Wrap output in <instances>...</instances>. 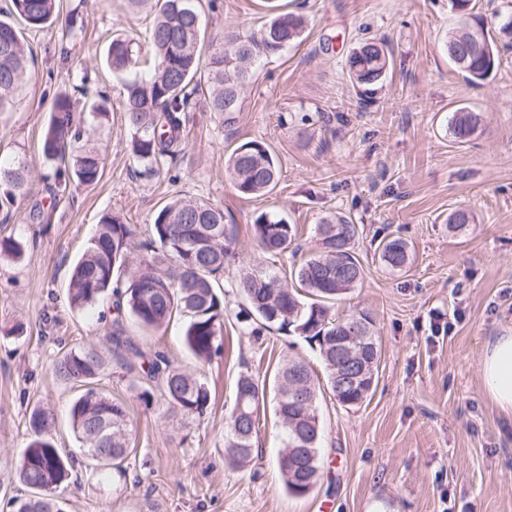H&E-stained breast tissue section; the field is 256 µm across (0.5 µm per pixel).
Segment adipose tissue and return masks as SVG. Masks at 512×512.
<instances>
[{
	"label": "adipose tissue",
	"mask_w": 512,
	"mask_h": 512,
	"mask_svg": "<svg viewBox=\"0 0 512 512\" xmlns=\"http://www.w3.org/2000/svg\"><path fill=\"white\" fill-rule=\"evenodd\" d=\"M483 388L503 416L512 419V331L494 337L480 363Z\"/></svg>",
	"instance_id": "obj_1"
}]
</instances>
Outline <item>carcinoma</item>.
<instances>
[{"instance_id": "cac0c4a2", "label": "carcinoma", "mask_w": 512, "mask_h": 512, "mask_svg": "<svg viewBox=\"0 0 512 512\" xmlns=\"http://www.w3.org/2000/svg\"><path fill=\"white\" fill-rule=\"evenodd\" d=\"M132 9L146 4L154 20L145 41L153 61V72L135 71L134 40L117 36L110 42L104 61L113 74L123 77L124 122L132 135V153L147 173L157 174L163 162L177 154L186 131V112L195 96H204L209 111L219 117L240 111L243 87L257 61L281 54L297 41L305 19L293 12L271 7V16L256 32L226 31L219 47L202 58L198 46L203 17L193 0L192 13L183 12L179 0H128ZM458 17L448 31L447 50L465 47L466 64L457 67L469 86L481 85L500 64L498 42L512 44V16L488 23L472 13L471 0H450ZM57 0H9L0 12V113L13 108L22 87L27 61L18 25L39 31L57 19ZM390 51L383 41L366 40L346 59L349 77L361 94L382 83L389 67ZM480 115L462 106L452 117L453 132L460 141L473 135ZM82 130L70 98L56 97L42 141V155L56 164L58 188L66 191L69 181L61 164L68 148L80 140ZM226 173L236 190L247 196H263L278 181L276 159L265 143H238L226 159ZM75 175L82 184L98 181L100 154L85 149L76 156ZM24 167L0 169V201L8 204L26 193ZM475 223L464 208L448 217L449 228L463 230ZM359 225L345 216L316 225V251L302 254L297 229L285 219L260 214L253 224V241L260 252L272 257L291 254V281L280 276L275 264L242 270L230 284L248 307L237 317L250 336L276 329L302 338L315 348L324 365V380L314 377L303 360L288 359L273 377L275 413L283 440L279 458L281 479L293 496L303 497L321 479V422L317 399L322 389L335 393L336 338L347 335L354 321L364 332L352 337L353 346L373 351L379 345L374 319L358 311L342 319L332 315L337 296L356 288L363 267L355 252ZM234 241L225 223L224 210L203 200L171 199L153 215L149 241L139 243L136 231L120 217L105 214L87 250L73 265L68 284L70 306L92 307L112 299V330L107 332L109 355L92 344L63 352L53 365L56 378L74 383L81 393L70 408L77 439L98 466L122 469L130 454L131 430L125 407L112 399L102 381L109 365L138 388V398L150 406L154 388H162L167 404L185 415H202L210 406L211 393L194 374L176 367L161 352L147 354L126 336L125 321L140 328L158 330L172 318L189 314L183 333L186 348L201 362L209 363L222 350L224 295L218 284L224 261ZM379 259L393 272L405 271L412 261L408 242L388 234L377 245ZM266 381L255 374L240 373L234 405L225 420L224 447L230 465L241 469L251 462L260 413L266 410ZM54 418L43 408L29 418L32 438L16 462V474L31 496L13 504L14 512H65L58 491L69 477L71 464L51 441ZM92 448L112 449V459H100Z\"/></svg>"}]
</instances>
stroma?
Returning a JSON list of instances; mask_svg holds the SVG:
<instances>
[{
	"mask_svg": "<svg viewBox=\"0 0 512 512\" xmlns=\"http://www.w3.org/2000/svg\"><path fill=\"white\" fill-rule=\"evenodd\" d=\"M287 3L307 19L301 42L253 67L231 121L196 97L180 152L152 177L131 154L122 80L102 63L114 36L144 39L150 11H129L125 0H60L61 15L79 16L81 27L22 31L25 84L0 114V165L28 172L26 196L0 207V238L23 247L20 257L0 256V507L30 495L14 466L39 405L55 417L57 448L73 458L67 512H512V422L488 399L479 372L486 342L512 329V46L501 49L484 85L472 87L448 58L456 23L448 0ZM266 13V0H218L204 12L205 37L256 30ZM367 38L388 42L391 56L386 79L363 99L345 63ZM61 92L78 113L106 100L108 115L82 139L103 159L99 180L72 182L57 197L40 140ZM461 106L483 116L463 143L449 129ZM247 140L264 142L278 160L279 182L259 198L240 194L225 173L228 148ZM173 197L223 207L236 237L228 279L263 260L253 245L260 213L297 225L308 251L324 219L343 215L361 227L363 280L332 312L374 318L377 386L351 410L320 394L322 478L307 496L282 485L273 411L261 418L246 468L232 469L224 457L225 417L242 369L271 375L289 357L322 368L301 338L242 334L232 292L224 296V349L208 364L184 346V318L152 333L126 327L143 351L164 352L208 384L206 414L186 416L160 396L144 406L114 372L104 385L126 405L135 447L120 474L93 469L80 451L70 420L78 390L57 380L52 365L72 346L105 345L112 313L104 303L70 308V270L103 214L135 225L144 240L154 212ZM461 207L477 221L450 231L448 217ZM388 233L410 245L414 262L405 272L390 273L378 259L377 242ZM435 314L447 325L438 335L430 329Z\"/></svg>",
	"mask_w": 512,
	"mask_h": 512,
	"instance_id": "stroma-1",
	"label": "stroma"
}]
</instances>
